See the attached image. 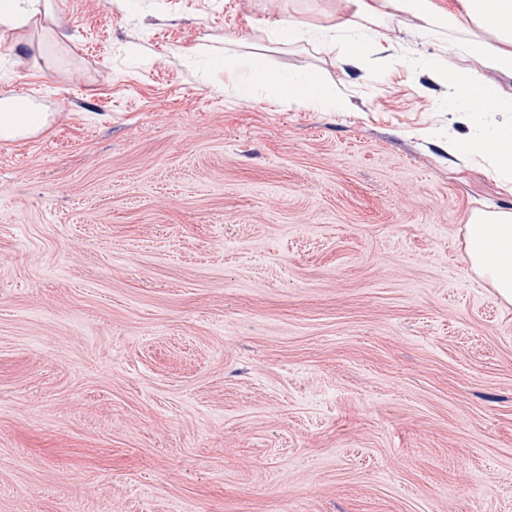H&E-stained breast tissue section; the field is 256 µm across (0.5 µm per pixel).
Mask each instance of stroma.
I'll return each mask as SVG.
<instances>
[{
  "mask_svg": "<svg viewBox=\"0 0 512 512\" xmlns=\"http://www.w3.org/2000/svg\"><path fill=\"white\" fill-rule=\"evenodd\" d=\"M345 8L63 0L53 67L0 44V94L51 112L0 143V512H512V305L463 245L512 192L440 148L512 112L453 122L432 70L512 78L412 17L349 74L267 36ZM313 31L306 21L292 15H282L268 24L271 40L281 43L288 36V45L302 41ZM236 85L245 94L271 92L304 108L343 112L348 106L346 98L319 74L310 72L286 77L257 58L250 60L243 79Z\"/></svg>",
  "mask_w": 512,
  "mask_h": 512,
  "instance_id": "obj_1",
  "label": "stroma"
}]
</instances>
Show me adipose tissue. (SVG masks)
<instances>
[{
  "label": "adipose tissue",
  "mask_w": 512,
  "mask_h": 512,
  "mask_svg": "<svg viewBox=\"0 0 512 512\" xmlns=\"http://www.w3.org/2000/svg\"><path fill=\"white\" fill-rule=\"evenodd\" d=\"M348 2L351 12L336 16L327 26L328 32L343 36L340 63L348 69H357L366 49L380 37L370 25L371 18L388 13L416 17L423 33L447 36L453 47L479 57L490 69L512 76V0H453L445 8L437 0ZM59 10L57 0H0V34L16 44L32 29L56 37ZM489 33L494 35V42L486 41ZM433 78L452 91L448 102L452 116L505 109L494 87L474 81L464 72L443 69L435 71ZM239 86L243 93L271 92L304 108L342 112L348 106L346 98L319 74L287 76L257 58L250 60ZM49 126V113L37 111L28 99L0 97V142L24 140ZM445 148L449 156L460 161L490 155L498 178L512 189V123L450 137ZM464 245L474 273L512 304V210L474 211L465 226Z\"/></svg>",
  "instance_id": "obj_1"
}]
</instances>
